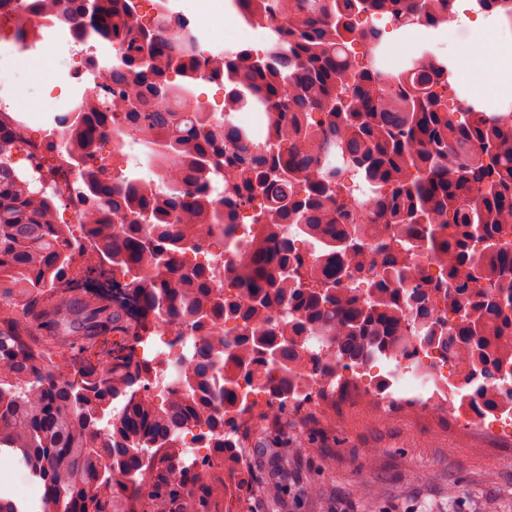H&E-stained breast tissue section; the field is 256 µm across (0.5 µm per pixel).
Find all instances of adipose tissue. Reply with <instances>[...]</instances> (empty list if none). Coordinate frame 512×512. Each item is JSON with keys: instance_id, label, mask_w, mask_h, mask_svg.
<instances>
[{"instance_id": "obj_1", "label": "adipose tissue", "mask_w": 512, "mask_h": 512, "mask_svg": "<svg viewBox=\"0 0 512 512\" xmlns=\"http://www.w3.org/2000/svg\"><path fill=\"white\" fill-rule=\"evenodd\" d=\"M487 22L468 24L464 46L449 57V65L471 103L489 112L512 110V27L497 29L495 45H488Z\"/></svg>"}]
</instances>
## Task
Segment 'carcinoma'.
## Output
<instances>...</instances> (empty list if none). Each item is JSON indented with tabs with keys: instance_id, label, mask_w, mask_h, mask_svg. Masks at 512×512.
Here are the masks:
<instances>
[{
	"instance_id": "1",
	"label": "carcinoma",
	"mask_w": 512,
	"mask_h": 512,
	"mask_svg": "<svg viewBox=\"0 0 512 512\" xmlns=\"http://www.w3.org/2000/svg\"><path fill=\"white\" fill-rule=\"evenodd\" d=\"M452 2L234 0L268 30V49L202 56L201 34L164 4L150 27L137 0H29L16 37L50 20L120 48L97 96L63 118L66 155L95 204L86 223H56V200L6 165L17 142L0 121V451L42 484V512H129L143 497L146 512H170L168 491L152 488L159 464L220 498L208 460L185 462L184 435L205 426L216 452L236 447L235 420L259 405L242 385L300 402L312 394L295 384L302 370L341 388L381 358L463 353L457 395L482 416L497 410L490 386L512 365V112L448 108L451 72L432 51L400 69L355 53L382 41L362 15L436 27ZM478 2L512 24L501 0ZM201 74L224 83V111L262 113L264 144L250 125L217 126L193 92ZM158 99L177 109L154 111ZM114 114L149 150L153 175L98 164L100 145L122 133ZM225 168L234 178L216 199ZM359 182L378 193L369 207L353 198ZM257 193L267 205L247 217ZM206 232L233 250L221 288L184 261ZM423 252L435 270L419 266ZM99 257L110 293L70 277L75 261ZM165 327L199 344L175 358L158 400L137 348ZM112 333L122 346L77 362Z\"/></svg>"
}]
</instances>
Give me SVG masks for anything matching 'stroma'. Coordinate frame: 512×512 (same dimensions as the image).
Listing matches in <instances>:
<instances>
[{
    "label": "stroma",
    "mask_w": 512,
    "mask_h": 512,
    "mask_svg": "<svg viewBox=\"0 0 512 512\" xmlns=\"http://www.w3.org/2000/svg\"><path fill=\"white\" fill-rule=\"evenodd\" d=\"M74 61L48 43L37 62L5 81L33 118L66 96ZM361 379L326 397L292 404L252 427L235 458L213 466L224 496L201 512H461L482 502L512 512V435L486 439L449 418L410 414L360 394ZM317 487L321 495L270 505L264 485Z\"/></svg>",
    "instance_id": "obj_1"
}]
</instances>
